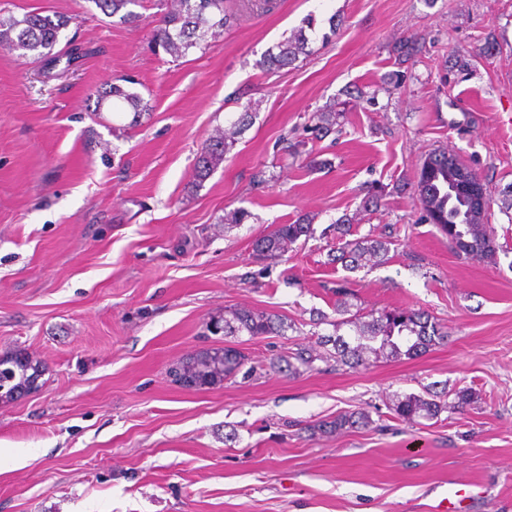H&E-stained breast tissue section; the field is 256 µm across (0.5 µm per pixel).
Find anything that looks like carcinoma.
Here are the masks:
<instances>
[{
	"label": "carcinoma",
	"mask_w": 512,
	"mask_h": 512,
	"mask_svg": "<svg viewBox=\"0 0 512 512\" xmlns=\"http://www.w3.org/2000/svg\"><path fill=\"white\" fill-rule=\"evenodd\" d=\"M107 16L120 15V21L131 23L139 15L128 9L138 0H92ZM232 14L224 6V0H173L171 10L165 14L162 26L154 34L156 44L175 59L182 58L194 48H199L209 35H215L230 25ZM313 19L302 26L276 50L269 52L260 61L266 70H275L292 65L301 55L311 53L310 39L306 29L312 27ZM68 19L58 14L29 13L17 18L6 16L0 21V48L18 53L21 58L43 59L57 66L62 56L53 52L59 34L66 28ZM98 102L112 99V110H127L140 115L148 104L134 92L118 84L97 91ZM252 113L245 111L229 126L218 128L208 137L194 165L193 176L201 182L224 162V154L233 145L243 127L249 125ZM339 114L318 112L316 123L309 130L317 135L329 133L336 125ZM448 155L439 150L429 153L419 167L415 185L417 200L425 213L435 221L436 227L448 235L454 252L465 259L493 261L498 246L490 224L489 210L477 209L459 196L448 193ZM350 226L336 225L339 247L334 260L342 263L345 270L354 272L365 267H375L388 260L391 241L370 234L348 240ZM313 234L309 219H298L292 224H280L272 232L258 238L254 243L255 255L262 259H276L294 250L301 238ZM336 295L331 320L322 315L313 320V326L327 324L333 333L320 337L322 350H300L295 360L300 365L312 368L316 360L334 361L350 368H368L381 361L411 359L432 347L445 342L448 331L437 320L423 310L366 309L349 302L354 292L349 281L344 279L332 289ZM211 326L224 331L226 336H248L252 339L270 334H285L294 325L273 314L246 308H229L212 320ZM332 349H327V346ZM173 370L195 387L213 388L224 384V380L240 372L250 374L255 367L239 350L205 349L192 354L178 363ZM45 366L38 360L22 353L5 352L0 355V402H11L33 389L41 387L39 380ZM478 402V395L470 388L425 391L423 393H395L389 398L388 409L394 418L414 422L420 418L435 419L442 412L462 411ZM372 419L367 412H347L330 420L313 425V431L322 434H340L358 426H368Z\"/></svg>",
	"instance_id": "carcinoma-1"
}]
</instances>
